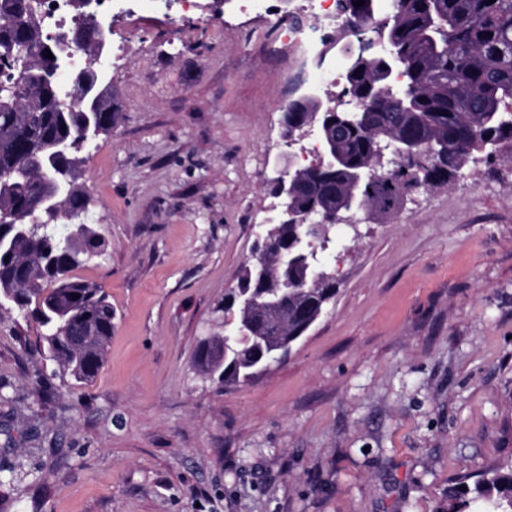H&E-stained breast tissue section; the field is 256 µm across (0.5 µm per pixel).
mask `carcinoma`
<instances>
[{
    "instance_id": "cac0c4a2",
    "label": "carcinoma",
    "mask_w": 512,
    "mask_h": 512,
    "mask_svg": "<svg viewBox=\"0 0 512 512\" xmlns=\"http://www.w3.org/2000/svg\"><path fill=\"white\" fill-rule=\"evenodd\" d=\"M342 0L339 37L352 39L357 28L379 18L377 0ZM388 41L399 53L397 68L382 76L377 50L363 54L349 81L368 113L344 112L350 126L336 129L342 164L305 175L296 198L300 210L341 205L356 194L391 214L418 187L449 184L474 154L497 161L512 151V0H392ZM36 41L14 29H0V55L21 41ZM32 69L11 91H0V309L32 315L43 328V354L77 381L100 370L112 337V302L95 283L71 275L78 266L104 254L105 241L83 217L87 199L80 184L79 154L58 156L59 144L77 143L88 134L112 130V97L102 95L98 112H57L52 91ZM405 141L419 156L397 155L386 168L377 144ZM366 177L352 182L351 172ZM70 188L59 209L32 211V200L53 193L54 184ZM30 224L39 225L31 234ZM304 273L288 267V335L328 304L325 288L303 286ZM78 299H73V296ZM257 335L233 344L238 360L224 363L220 338L197 351L199 373L224 370V384L246 381L249 355L274 341L268 323L278 306L261 307ZM69 329L82 337L69 344L58 334ZM436 512H512V462L486 469L469 490L456 483Z\"/></svg>"
}]
</instances>
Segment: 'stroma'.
I'll return each mask as SVG.
<instances>
[{"label":"stroma","instance_id":"1","mask_svg":"<svg viewBox=\"0 0 512 512\" xmlns=\"http://www.w3.org/2000/svg\"><path fill=\"white\" fill-rule=\"evenodd\" d=\"M277 15L233 0L115 16L112 131L84 150L109 294L89 382L0 309V512H435L512 459V159L473 155L392 216L336 226L339 292L281 362L198 373L276 203L300 67Z\"/></svg>","mask_w":512,"mask_h":512}]
</instances>
